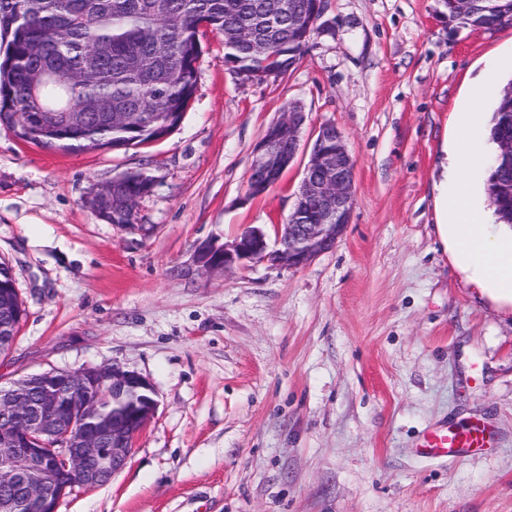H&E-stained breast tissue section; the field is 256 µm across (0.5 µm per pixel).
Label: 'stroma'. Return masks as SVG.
Masks as SVG:
<instances>
[{"label":"stroma","mask_w":512,"mask_h":512,"mask_svg":"<svg viewBox=\"0 0 512 512\" xmlns=\"http://www.w3.org/2000/svg\"><path fill=\"white\" fill-rule=\"evenodd\" d=\"M324 20L267 82L240 80L207 34L190 107L151 143L44 148L0 125V258L26 310L0 384L114 364L158 402L124 469L57 512H512V308L437 230L444 148L486 63L512 75V25L449 19L444 0H330ZM296 101L303 148L247 199L252 148ZM326 122L355 161L335 247L198 272L205 244L275 236ZM124 174L151 182L136 231L88 204ZM448 423L485 424L491 446L422 454Z\"/></svg>","instance_id":"35a3bbf8"}]
</instances>
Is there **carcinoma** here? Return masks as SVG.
I'll list each match as a JSON object with an SVG mask.
<instances>
[{"label":"carcinoma","instance_id":"1","mask_svg":"<svg viewBox=\"0 0 512 512\" xmlns=\"http://www.w3.org/2000/svg\"><path fill=\"white\" fill-rule=\"evenodd\" d=\"M448 18L480 28L512 24V13L456 12L446 0ZM318 0H0V31L8 38L0 56V122L20 130L33 127L40 108L30 100L33 72L40 63L76 70L92 53L98 74L73 85L71 95L112 104L110 112H93L81 138L55 140L42 135L30 142L43 146L96 149L101 142L125 147L148 142L155 134L150 118H182L196 92L202 53L200 29L224 40L226 58L242 72L286 71L300 59L303 41L289 28L295 15L304 28L316 29ZM122 112H140L144 121L127 124ZM512 114V79L504 83L489 115L490 139L498 142ZM137 174H126L115 190L110 224H132L124 200L142 194ZM512 180V163L496 154L487 194L499 224L512 225V194L502 189ZM12 267L0 259V323L21 322L25 309Z\"/></svg>","mask_w":512,"mask_h":512}]
</instances>
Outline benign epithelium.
I'll list each match as a JSON object with an SVG mask.
<instances>
[{"label":"benign epithelium","mask_w":512,"mask_h":512,"mask_svg":"<svg viewBox=\"0 0 512 512\" xmlns=\"http://www.w3.org/2000/svg\"><path fill=\"white\" fill-rule=\"evenodd\" d=\"M98 72L97 58L73 72L44 63L34 87L58 85L69 93L78 76ZM64 112L68 135L82 132L84 106L62 98L42 106ZM306 113L293 104L271 123L256 142L249 169L248 197L256 198L276 186L300 149ZM354 203V161L340 129L321 125L315 134L294 210L271 246L261 227H249L230 242L206 244L192 262L200 271L245 268L251 263L299 268L330 251L350 223ZM118 407L108 412L103 395ZM157 408L151 383L119 366L48 370L0 385V512H57L62 497L76 486L94 488L108 483L126 464L135 440Z\"/></svg>","instance_id":"7a95c632"}]
</instances>
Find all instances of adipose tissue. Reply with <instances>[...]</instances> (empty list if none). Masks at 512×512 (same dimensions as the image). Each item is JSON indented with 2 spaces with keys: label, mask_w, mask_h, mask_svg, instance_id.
<instances>
[{
  "label": "adipose tissue",
  "mask_w": 512,
  "mask_h": 512,
  "mask_svg": "<svg viewBox=\"0 0 512 512\" xmlns=\"http://www.w3.org/2000/svg\"><path fill=\"white\" fill-rule=\"evenodd\" d=\"M497 72V63H490L469 88L465 111L446 152L438 229L466 279L482 295L512 306V226L493 223L471 181L472 171L496 153L481 106Z\"/></svg>",
  "instance_id": "obj_1"
}]
</instances>
